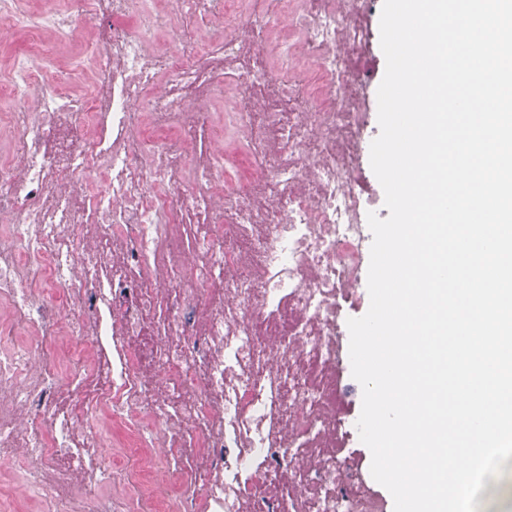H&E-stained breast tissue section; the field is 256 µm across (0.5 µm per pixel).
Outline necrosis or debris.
Returning <instances> with one entry per match:
<instances>
[{"mask_svg":"<svg viewBox=\"0 0 512 512\" xmlns=\"http://www.w3.org/2000/svg\"><path fill=\"white\" fill-rule=\"evenodd\" d=\"M371 4L0 0V512H385L338 395Z\"/></svg>","mask_w":512,"mask_h":512,"instance_id":"obj_1","label":"necrosis or debris"}]
</instances>
